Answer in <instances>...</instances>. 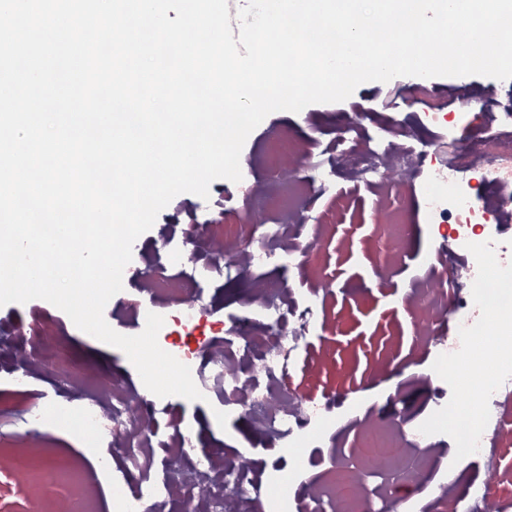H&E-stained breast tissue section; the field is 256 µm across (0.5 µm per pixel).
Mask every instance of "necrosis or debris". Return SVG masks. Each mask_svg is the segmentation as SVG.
<instances>
[{"label":"necrosis or debris","mask_w":512,"mask_h":512,"mask_svg":"<svg viewBox=\"0 0 512 512\" xmlns=\"http://www.w3.org/2000/svg\"><path fill=\"white\" fill-rule=\"evenodd\" d=\"M478 100L492 134L465 150H449L440 174L428 184L426 205L433 221L447 225L449 239L460 250L468 247L476 226L496 224V231L485 235L483 249L498 258L501 287L486 293L482 267L471 266L474 291L456 306L455 335L443 334L439 325L456 283L439 252L419 289L428 304L416 315L426 343L464 368L469 387L462 399L436 404L433 421L417 423L410 434L394 421L365 425L359 432L358 465L338 468L320 485L305 479L300 469L287 477L251 460L227 461L223 449L200 447L192 429L169 413L162 398L139 393L115 377L108 384L107 404L90 399L57 412L61 428L93 436L102 476L112 489L113 512H169L176 502L191 505L192 512H387V488L417 484L428 470L421 447L437 426L448 431L464 455L483 458L500 480L512 479L497 465L500 448L512 445V239L500 232L512 223V113L491 94H480ZM372 123L368 129L350 120L343 137L326 142L315 139L286 149L270 145L262 161L276 169V180L270 190L254 191L246 223L229 232L210 225L216 246L206 263H182L164 247L141 273L157 308L179 306L187 326L196 321L204 299L199 284L210 274L255 282L248 314L231 336L200 349L176 341L166 351L190 367L205 397L216 399L222 411L252 414L273 443L313 438L324 429L322 411L305 404L287 380L328 291L317 288L305 296L290 289L270 292L264 269L276 261L298 269L311 265L321 243L318 235L304 232L312 212L311 187L330 179L334 163L375 188L385 200L381 218L392 222L395 204L386 198L388 180L407 178L416 163L394 115L376 114ZM476 197L481 207L473 206ZM4 341L14 346L20 362L55 369L68 380L76 375L51 341L31 347L25 337L0 325ZM40 425L39 409L27 407L25 427L15 432V450L5 460L29 488L31 512H93L76 461L45 466L38 460L30 442L40 436Z\"/></svg>","instance_id":"obj_1"}]
</instances>
